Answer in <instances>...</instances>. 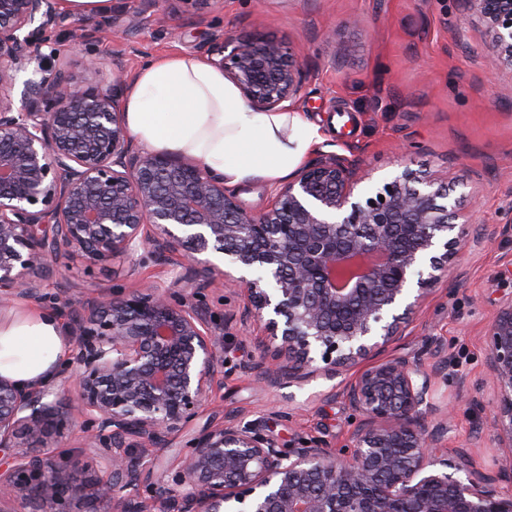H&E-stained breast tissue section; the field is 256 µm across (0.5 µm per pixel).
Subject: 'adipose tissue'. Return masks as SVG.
Instances as JSON below:
<instances>
[{
	"mask_svg": "<svg viewBox=\"0 0 512 512\" xmlns=\"http://www.w3.org/2000/svg\"><path fill=\"white\" fill-rule=\"evenodd\" d=\"M124 112L142 145L199 161L228 185L281 183L324 139L320 126L291 106L253 108L223 70L190 54L145 64ZM66 351L55 314L0 316V376L23 386L43 385Z\"/></svg>",
	"mask_w": 512,
	"mask_h": 512,
	"instance_id": "ef3b65f1",
	"label": "adipose tissue"
}]
</instances>
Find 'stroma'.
<instances>
[{
    "label": "stroma",
    "instance_id": "stroma-1",
    "mask_svg": "<svg viewBox=\"0 0 512 512\" xmlns=\"http://www.w3.org/2000/svg\"><path fill=\"white\" fill-rule=\"evenodd\" d=\"M359 17V26L347 25ZM64 13L55 48L78 78H86L80 31ZM225 33L273 37L289 44L303 67L295 107L321 126L316 155L369 163L382 181L403 167L439 176L455 195L476 198L479 221L450 279L427 300L392 346L415 354L425 369L446 362L439 394L466 386L441 435L446 448L471 451L491 467L497 452L488 411L485 330L502 297L512 294V83L478 18L463 17L458 0H112L91 46L119 58L129 74L173 55L207 57ZM126 261L87 265L58 258L42 284L43 299L17 297L16 311L59 312V297L91 296L131 287ZM201 299L227 332L224 379L200 412L195 429L145 458L152 482L175 472L199 431L241 421L256 425L279 447L347 444L355 419L342 397L351 372L318 373L270 386L257 381L254 344L260 329L240 317L238 298L207 287Z\"/></svg>",
    "mask_w": 512,
    "mask_h": 512
}]
</instances>
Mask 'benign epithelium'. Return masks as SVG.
Segmentation results:
<instances>
[{
    "instance_id": "obj_1",
    "label": "benign epithelium",
    "mask_w": 512,
    "mask_h": 512,
    "mask_svg": "<svg viewBox=\"0 0 512 512\" xmlns=\"http://www.w3.org/2000/svg\"><path fill=\"white\" fill-rule=\"evenodd\" d=\"M460 5L512 69V0ZM59 19L58 0H0V308L41 296L61 254L90 265L127 259L132 279L138 253L176 256L185 273L65 298L72 357L41 387L0 377V449L9 451L0 512L27 499L63 512L88 495L105 512H512L501 487L512 482V297L486 331L489 422L501 448L493 471L440 446L448 412L431 417L442 371L389 353L460 263L477 222L467 200L408 167L358 193L372 171L331 156L299 168L264 210L249 212L202 163L136 147L121 63L104 82L77 80L61 60L45 64L57 55ZM209 55L257 109L302 90V64L285 42L226 34ZM33 62L17 103V73ZM214 283L263 326L261 379L357 369L342 391L356 420L350 445L280 448L251 425L222 422L195 439L170 480L132 499L125 491L142 482L143 454L192 429L224 373V328L187 293ZM76 430L109 474L90 493L67 473L81 455L61 465L37 453Z\"/></svg>"
}]
</instances>
